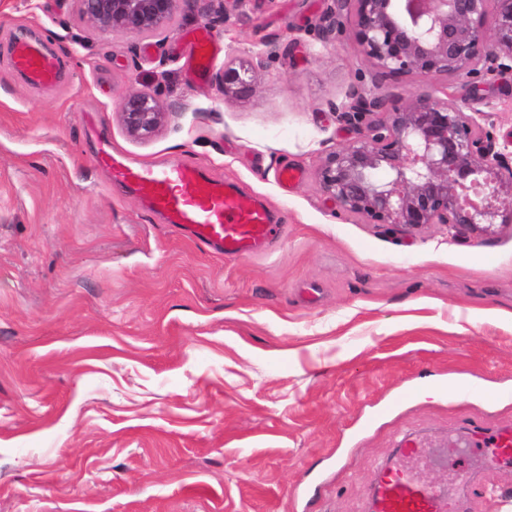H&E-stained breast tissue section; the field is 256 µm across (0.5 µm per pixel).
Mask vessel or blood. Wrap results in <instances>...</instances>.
<instances>
[{"label":"vessel or blood","mask_w":512,"mask_h":512,"mask_svg":"<svg viewBox=\"0 0 512 512\" xmlns=\"http://www.w3.org/2000/svg\"><path fill=\"white\" fill-rule=\"evenodd\" d=\"M213 47L208 35L192 44L189 62L198 76H206ZM11 60L33 84L49 86L58 79L60 64L39 41L18 39L11 48ZM98 162L111 171L113 179L135 187L149 208L163 215L167 223L188 233L195 243L217 249L224 256L258 251L280 232L266 208L238 195L229 185L208 179L199 167L185 163L134 164L108 150L100 153ZM476 445L486 449L487 466H495L512 458V429L482 435ZM401 452L409 462L408 469L389 468L380 475L369 512H453L444 490L411 475L419 466H441V458L418 454L410 439Z\"/></svg>","instance_id":"1"}]
</instances>
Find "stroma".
Here are the masks:
<instances>
[{"label":"stroma","mask_w":512,"mask_h":512,"mask_svg":"<svg viewBox=\"0 0 512 512\" xmlns=\"http://www.w3.org/2000/svg\"><path fill=\"white\" fill-rule=\"evenodd\" d=\"M331 5L246 0L217 23L196 0L160 42L93 32L74 0H0V512H367L408 437L447 461L423 481L468 469L456 512H512V469L461 445L512 427V224L406 230L323 196L319 159L354 135L333 104L427 89L363 62L350 30L322 41ZM199 29L218 44L201 83ZM21 32L61 57L59 85L13 70ZM231 56L255 76L235 100ZM470 83L512 145V72ZM135 90L170 111L146 141L118 114ZM105 144L199 166L280 234L234 258L197 247L97 164ZM252 69L249 63L237 58H231L224 63L219 83L225 99H239L253 92Z\"/></svg>","instance_id":"obj_1"}]
</instances>
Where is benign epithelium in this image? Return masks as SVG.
<instances>
[{"label": "benign epithelium", "instance_id": "1", "mask_svg": "<svg viewBox=\"0 0 512 512\" xmlns=\"http://www.w3.org/2000/svg\"><path fill=\"white\" fill-rule=\"evenodd\" d=\"M83 21L106 33L164 37L194 0H74ZM362 60L392 75L424 81L512 70V0H333ZM252 66L229 59L219 75L224 99L254 90ZM332 106L361 124L358 136L321 157V193L336 209L370 224L419 229L448 224L458 236L490 234L512 224V161L485 123L491 101L471 116L472 94L452 99L420 93L383 112L382 99L352 90ZM127 134L151 138L169 111L147 92L126 95L119 109ZM385 178H379V173Z\"/></svg>", "mask_w": 512, "mask_h": 512}]
</instances>
